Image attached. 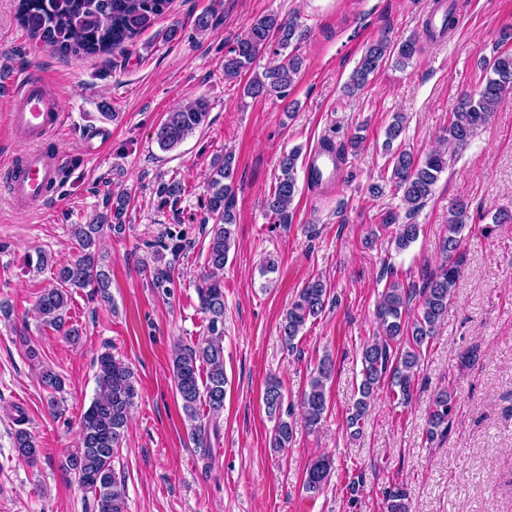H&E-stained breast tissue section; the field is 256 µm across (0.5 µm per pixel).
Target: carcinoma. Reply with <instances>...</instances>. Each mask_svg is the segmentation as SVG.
<instances>
[{
	"mask_svg": "<svg viewBox=\"0 0 512 512\" xmlns=\"http://www.w3.org/2000/svg\"><path fill=\"white\" fill-rule=\"evenodd\" d=\"M170 0H18L17 17L31 37L68 55L109 53L134 42L165 13ZM457 17L451 8L444 16L440 30L426 25V33L435 39L455 29ZM308 30L297 18L283 19L275 13L256 18L243 35L224 54V79L233 81L266 55L276 57L262 73L245 86L244 93L252 98L271 92L288 93L302 70L303 61L293 47L306 39ZM420 50L417 39L410 38L397 45L383 36L365 50L348 84L347 91L363 90L370 79L387 62L404 68ZM512 95V50H498L486 63L483 86L465 96L450 113L444 134L448 142L463 148L477 131L484 127L504 100ZM209 104L203 99L193 101L167 113L157 127L155 138L165 149H172L203 126ZM404 133V116L396 114L386 129L384 147L390 151L389 183L402 193L406 216H413L431 195L440 174L448 166V158L440 151L418 157L393 143ZM300 151L291 150L280 160L281 177L266 199V210L280 224L288 223L290 208L298 192L295 171ZM215 174L208 183L207 211L213 221L208 247L207 265L210 273L197 285L201 311L207 316V334L192 344L180 346L173 363V381L181 401L182 412L189 423L193 440L203 459L210 458V435H219L215 420L224 411L226 377L224 374V283L218 273L231 246L234 213V156L230 152L214 163ZM182 187L177 182L162 183L157 189L161 203H177ZM128 198L116 195L112 202L113 224H75L72 234L80 256L73 262L53 269L55 286L39 296L35 311L42 324L66 338L79 339L78 329L68 325V306L72 289H90V295L109 299L111 279L99 262L100 240L104 230L117 234L124 227L122 218ZM466 207L460 206L448 216V232L440 244L441 261L419 291V305L409 316L412 291L398 280H391L383 289L376 308V318L382 335L362 348V380L359 397L353 403L348 425L360 433L374 392L386 381L396 389V399L406 404L411 398L423 346L433 338L437 327L448 317V305L461 275L458 256L468 230ZM419 236V225L402 224L396 236V247L408 248ZM326 285L316 279L299 291L281 325L288 345L303 330L310 318L323 309ZM206 377H200V371ZM334 370L330 356L320 359L303 394L305 421L313 428L320 424L328 410L326 384ZM40 380L50 393L62 391L61 377L49 367L42 369ZM96 396L81 414L78 422L80 446L65 461L64 469L92 493L96 512H126L124 483L112 468V458L120 448L128 427L130 411L137 396L133 372L110 352L96 360ZM285 394L282 382L271 377L266 381L263 404L271 417L278 418L272 447L285 448L293 438L292 424L280 419ZM206 405L211 419L204 422L199 413ZM455 409V397L448 390L436 393L428 416L427 437H444ZM14 448L18 456L30 463L37 460L40 448L36 438L26 429L14 433ZM332 470V459L321 455L307 466L304 489L320 492ZM384 512H410V493L402 485H392L384 493Z\"/></svg>",
	"mask_w": 512,
	"mask_h": 512,
	"instance_id": "cac0c4a2",
	"label": "carcinoma"
}]
</instances>
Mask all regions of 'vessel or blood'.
Returning a JSON list of instances; mask_svg holds the SVG:
<instances>
[{"instance_id": "b4317fda", "label": "vessel or blood", "mask_w": 512, "mask_h": 512, "mask_svg": "<svg viewBox=\"0 0 512 512\" xmlns=\"http://www.w3.org/2000/svg\"><path fill=\"white\" fill-rule=\"evenodd\" d=\"M8 122L14 135L29 141H43L59 128V114L52 90L37 80L25 81L7 101ZM61 154L31 151L13 173L11 193L22 209L38 205L48 185L57 181Z\"/></svg>"}]
</instances>
